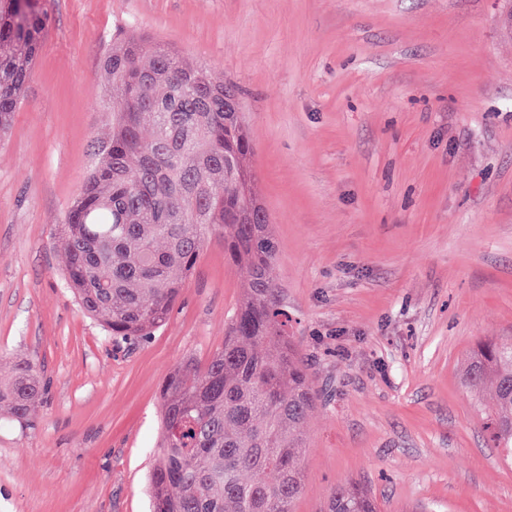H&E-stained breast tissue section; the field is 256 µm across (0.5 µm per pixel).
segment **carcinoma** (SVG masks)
<instances>
[{"mask_svg": "<svg viewBox=\"0 0 512 512\" xmlns=\"http://www.w3.org/2000/svg\"><path fill=\"white\" fill-rule=\"evenodd\" d=\"M46 21L38 0L23 12L18 0H0L1 135ZM105 65L124 108L112 117L102 160L61 225L64 280L83 311L101 318L110 338L151 335L168 322L208 228L224 229V254L249 271L224 345L203 363L185 359L162 386L151 512H293L302 490L301 426L315 396L269 275L278 244L255 190L249 133L229 111L235 89L188 67L176 52L145 50L133 33H119ZM154 66L164 82L141 76ZM488 379L496 403L485 429L512 464V348L489 342L471 355L464 383L477 394ZM42 392L39 373L22 361L0 381V412L27 425ZM330 512H377V504L365 489L343 485Z\"/></svg>", "mask_w": 512, "mask_h": 512, "instance_id": "1", "label": "carcinoma"}]
</instances>
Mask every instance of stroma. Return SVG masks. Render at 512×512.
I'll return each instance as SVG.
<instances>
[{
	"label": "stroma",
	"instance_id": "1",
	"mask_svg": "<svg viewBox=\"0 0 512 512\" xmlns=\"http://www.w3.org/2000/svg\"><path fill=\"white\" fill-rule=\"evenodd\" d=\"M0 139V378L44 390L0 425V512H150L161 387L224 342L248 273L205 245L165 326L108 339L66 287L60 226L123 100L103 60L145 34L238 89L271 271L316 395L295 512L350 483L380 512H512L474 350L512 342V0H44ZM41 378L33 364L18 363L12 375L0 381V412L20 426L28 425L36 401L42 395Z\"/></svg>",
	"mask_w": 512,
	"mask_h": 512
}]
</instances>
